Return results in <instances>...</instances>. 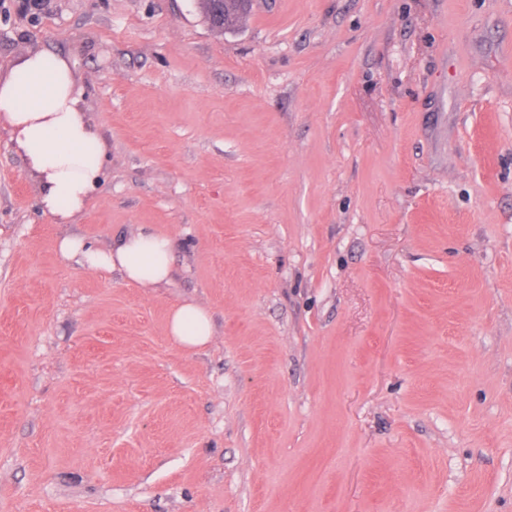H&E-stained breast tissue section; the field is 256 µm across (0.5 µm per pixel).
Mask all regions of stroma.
<instances>
[{"label":"stroma","mask_w":512,"mask_h":512,"mask_svg":"<svg viewBox=\"0 0 512 512\" xmlns=\"http://www.w3.org/2000/svg\"><path fill=\"white\" fill-rule=\"evenodd\" d=\"M108 147L75 223L0 127V512H512V0H0ZM155 230L138 288L62 259ZM209 343L167 333L172 306ZM248 1L250 0H198L204 19L213 29L220 32L236 27L237 20L250 8V5L243 3ZM214 11H218L219 15L213 14ZM167 330L176 343L187 349H195L206 345L212 336L211 316L195 304H180L170 311Z\"/></svg>","instance_id":"1"}]
</instances>
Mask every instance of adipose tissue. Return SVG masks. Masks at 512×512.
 Segmentation results:
<instances>
[{"instance_id": "1", "label": "adipose tissue", "mask_w": 512, "mask_h": 512, "mask_svg": "<svg viewBox=\"0 0 512 512\" xmlns=\"http://www.w3.org/2000/svg\"><path fill=\"white\" fill-rule=\"evenodd\" d=\"M0 124L14 151L36 181L38 200L58 223L83 213L104 181L107 146L91 120L70 57L28 51L0 72ZM175 243L169 236L139 232L102 251L79 237L58 242L60 255L95 271H119L139 288H159L173 274ZM169 336L187 349L206 345L212 320L203 308L184 303L172 308Z\"/></svg>"}]
</instances>
